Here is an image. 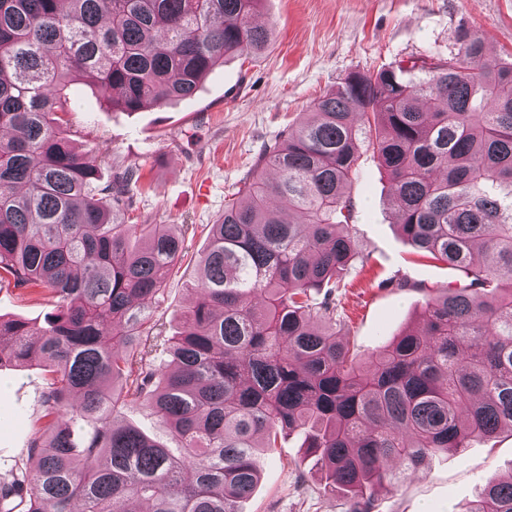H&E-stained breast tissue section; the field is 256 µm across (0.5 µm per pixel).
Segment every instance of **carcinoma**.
Listing matches in <instances>:
<instances>
[{"mask_svg": "<svg viewBox=\"0 0 512 512\" xmlns=\"http://www.w3.org/2000/svg\"><path fill=\"white\" fill-rule=\"evenodd\" d=\"M260 2L0 0V273L56 304L44 326L0 317V365L48 373L46 427L0 472V512H238L259 453L300 426L350 512H370L394 463L512 432V62L466 28L446 59L346 76L263 151L243 201L204 225L195 301L161 340L151 308L197 225L131 223L140 174L101 180L61 91L82 79L127 112L189 99L265 47ZM363 142L403 238L465 277L427 289L420 325L367 362L314 296L365 262L346 196ZM129 406L176 444L126 422ZM463 512H512V476Z\"/></svg>", "mask_w": 512, "mask_h": 512, "instance_id": "cac0c4a2", "label": "carcinoma"}]
</instances>
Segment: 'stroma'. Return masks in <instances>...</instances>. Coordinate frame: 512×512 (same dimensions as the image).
Here are the masks:
<instances>
[{"label":"stroma","instance_id":"stroma-1","mask_svg":"<svg viewBox=\"0 0 512 512\" xmlns=\"http://www.w3.org/2000/svg\"><path fill=\"white\" fill-rule=\"evenodd\" d=\"M259 20L272 32L267 47L246 61L225 60L190 99L123 112L89 83L66 89L68 128L86 161L106 180L139 169L141 180L129 187L138 223H214L264 147L348 74L447 56L462 25L484 37L490 58L512 61V0H262ZM348 197L367 264L352 267L331 300L342 317L340 336L365 360L416 326L426 289L447 286L453 274L417 261L400 235L393 186L371 147L360 148ZM207 244L201 230L188 239L184 259L165 279L153 309L164 336L176 334L192 302ZM398 278L405 287L395 286ZM54 309L49 296L0 280V316L41 324ZM44 387L39 363L0 366V472L33 440ZM258 465L260 482L241 512H348L349 497L330 490L302 430L283 435ZM510 474L512 434L475 439L376 489L373 512H461L486 479Z\"/></svg>","mask_w":512,"mask_h":512}]
</instances>
